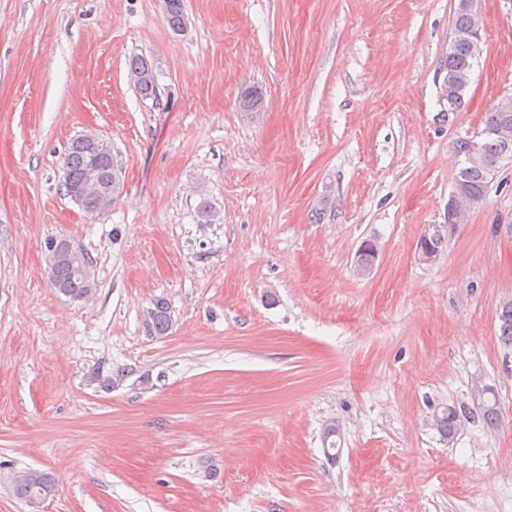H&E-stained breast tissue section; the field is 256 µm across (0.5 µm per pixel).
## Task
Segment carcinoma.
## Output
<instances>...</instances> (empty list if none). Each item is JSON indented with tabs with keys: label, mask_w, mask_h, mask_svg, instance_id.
I'll list each match as a JSON object with an SVG mask.
<instances>
[{
	"label": "carcinoma",
	"mask_w": 512,
	"mask_h": 512,
	"mask_svg": "<svg viewBox=\"0 0 512 512\" xmlns=\"http://www.w3.org/2000/svg\"><path fill=\"white\" fill-rule=\"evenodd\" d=\"M165 12L169 27L179 32L185 22L182 0H164ZM477 26V18L458 7L455 10L453 28L461 32H473ZM480 50L468 41L460 42L456 50L446 54L440 61L438 70L448 75L454 93V107L450 113L461 111L466 105V95L470 84V65L479 57ZM484 128L481 140L461 139L456 142V152L461 157V167L458 171L455 185L460 197L470 205L480 204L486 196L491 179L487 169L501 163H512V97H504L493 104L485 112ZM95 164L101 171L104 181L101 191H112L111 197H116L121 187V172L114 162L112 146H105L95 152L76 137L71 140L64 154L63 169L64 184L76 185L83 181L89 164ZM378 248L374 241L367 240L356 252L354 271L364 277L371 274L377 260ZM50 279L54 288L65 297L77 300L95 286L94 279L84 280L72 266L60 263L50 270ZM497 317L500 321V339L502 343L512 348V299L507 298L499 306ZM150 329L158 334L166 333L172 324L168 304L157 299L148 313ZM460 425V413L454 406L444 410V413L433 416V426L446 438L451 439ZM54 484L47 474L37 471L35 476L13 486L15 495L32 507L31 512H37L42 501L53 492Z\"/></svg>",
	"instance_id": "cac0c4a2"
}]
</instances>
